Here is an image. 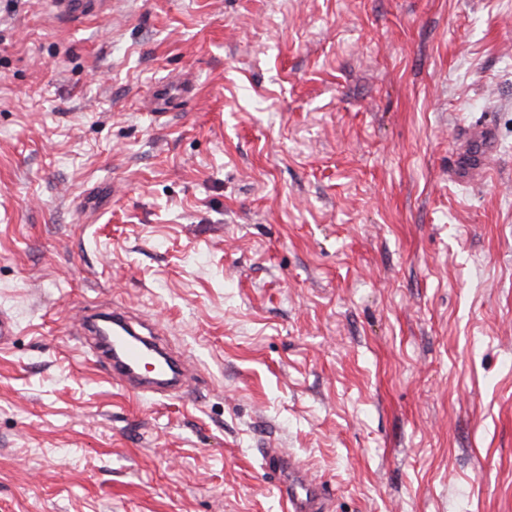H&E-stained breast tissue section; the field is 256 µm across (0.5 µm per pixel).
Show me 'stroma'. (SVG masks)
Segmentation results:
<instances>
[{
	"label": "stroma",
	"instance_id": "obj_1",
	"mask_svg": "<svg viewBox=\"0 0 512 512\" xmlns=\"http://www.w3.org/2000/svg\"><path fill=\"white\" fill-rule=\"evenodd\" d=\"M115 302L187 397L73 336ZM1 310L0 512H280L265 448L328 512H512V0H0ZM53 14L60 19L83 21L105 17L111 9V0H51Z\"/></svg>",
	"mask_w": 512,
	"mask_h": 512
}]
</instances>
